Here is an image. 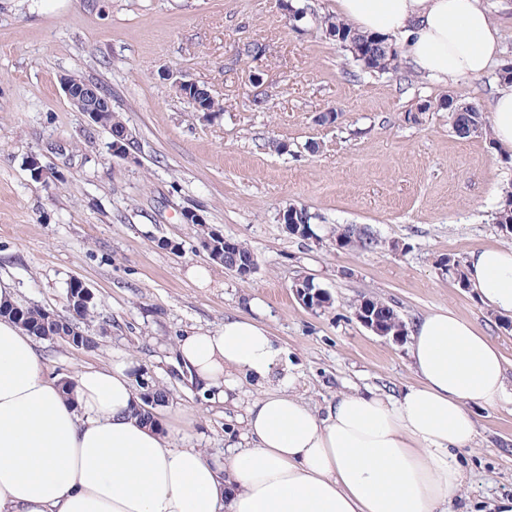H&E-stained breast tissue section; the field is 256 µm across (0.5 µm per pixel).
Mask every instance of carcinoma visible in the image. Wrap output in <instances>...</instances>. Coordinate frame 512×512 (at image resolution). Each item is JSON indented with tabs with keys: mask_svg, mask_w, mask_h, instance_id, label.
<instances>
[{
	"mask_svg": "<svg viewBox=\"0 0 512 512\" xmlns=\"http://www.w3.org/2000/svg\"><path fill=\"white\" fill-rule=\"evenodd\" d=\"M316 23L326 37L351 54L361 70L374 74H386L397 68L399 52L390 37L360 33L346 21L330 15L317 18ZM437 107L451 113L464 112L462 123L453 124L454 132L458 136L468 138L490 134L487 117L478 106L459 103L450 96L438 103ZM494 220L500 232L512 239L511 201L504 203L497 210ZM336 234L347 236L350 248L367 251L379 245V240L364 228L346 226L337 230ZM209 256L211 260L228 267L233 264V257L224 254V239L220 237L210 240ZM367 303L378 309V314L387 327L395 330L403 325L398 314L394 313V309L387 303L376 299H369ZM50 312L51 309L44 306L21 307L13 303H0V318L16 321L30 334L39 338L53 339L61 335L59 324L49 317Z\"/></svg>",
	"mask_w": 512,
	"mask_h": 512,
	"instance_id": "carcinoma-1",
	"label": "carcinoma"
}]
</instances>
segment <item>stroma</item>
<instances>
[{"label":"stroma","mask_w":512,"mask_h":512,"mask_svg":"<svg viewBox=\"0 0 512 512\" xmlns=\"http://www.w3.org/2000/svg\"><path fill=\"white\" fill-rule=\"evenodd\" d=\"M300 2L309 15L295 25L281 0H0V277L15 303L60 313L71 283H85L96 309L83 328L97 345L40 340L49 372L120 363L132 382L167 386L172 397L157 413L173 446L217 460L263 387L246 379L237 405L205 401L173 348L179 336L250 314L256 299L291 392L318 414L340 395L416 381L407 341L355 318L365 298L393 306L409 328L440 309L471 321L500 345L512 386V316L440 268L442 258L507 243L493 215L512 192V158L492 139L457 136L438 106L451 96L490 111L495 70L448 83L360 72L314 23L335 0ZM254 43L265 55H250ZM66 74L110 94L131 159L114 157L108 131L72 107ZM178 79L204 85L223 111H191ZM425 100L434 110L412 121ZM332 109L336 122L319 123ZM277 141L287 151H275ZM33 159L44 180L34 179ZM291 205L320 215L316 237L286 231L279 214ZM188 209L202 223H185ZM348 225L369 228L379 248H337L336 230ZM211 230L249 247L257 271L243 278L212 262L201 245ZM201 265L205 285L188 276ZM301 276L330 293L329 309L298 303ZM103 323L109 335H97ZM474 416L454 510L496 512L512 497V395Z\"/></svg>","instance_id":"1"}]
</instances>
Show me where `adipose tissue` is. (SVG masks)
I'll return each instance as SVG.
<instances>
[{"instance_id":"adipose-tissue-1","label":"adipose tissue","mask_w":512,"mask_h":512,"mask_svg":"<svg viewBox=\"0 0 512 512\" xmlns=\"http://www.w3.org/2000/svg\"><path fill=\"white\" fill-rule=\"evenodd\" d=\"M362 33L401 41L437 80L483 73L502 52L482 0H336ZM467 283L489 310L512 313V247L471 251ZM191 383L237 403L241 377L265 383L280 350L253 316L178 339ZM417 377L400 394L337 398L321 418L284 391L246 407V431L224 460L175 448L133 415L122 365L85 366L65 390L18 323L0 319V512H451L472 447L471 406L506 392L504 357L472 322L431 312L411 330Z\"/></svg>"}]
</instances>
